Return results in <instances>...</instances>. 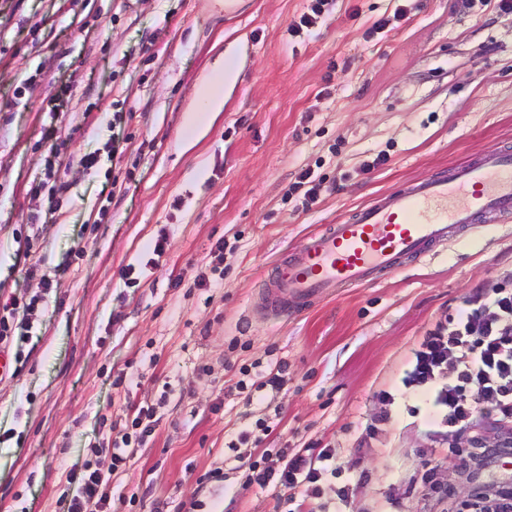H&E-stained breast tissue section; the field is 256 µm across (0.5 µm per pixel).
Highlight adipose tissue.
<instances>
[{"label":"adipose tissue","mask_w":512,"mask_h":512,"mask_svg":"<svg viewBox=\"0 0 512 512\" xmlns=\"http://www.w3.org/2000/svg\"><path fill=\"white\" fill-rule=\"evenodd\" d=\"M241 74L237 53L225 50L224 64L216 76L199 83L194 90V102L184 117L185 126L192 131H200L209 126L213 119L224 110V104L230 92L237 84Z\"/></svg>","instance_id":"obj_1"}]
</instances>
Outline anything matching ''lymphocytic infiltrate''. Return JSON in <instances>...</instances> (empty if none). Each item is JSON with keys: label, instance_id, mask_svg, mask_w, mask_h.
Listing matches in <instances>:
<instances>
[{"label": "lymphocytic infiltrate", "instance_id": "1", "mask_svg": "<svg viewBox=\"0 0 512 512\" xmlns=\"http://www.w3.org/2000/svg\"><path fill=\"white\" fill-rule=\"evenodd\" d=\"M41 284L42 294L0 302L1 346L12 347L15 340L30 335L32 316L44 302L45 291L52 288L49 278H42ZM463 304L462 311L448 314L423 337L403 384L413 390L435 389V402L444 409L441 423L452 432L473 430L481 419L490 417L501 428L512 427V277L497 283L491 292L469 294ZM157 425L156 405L135 407L124 420L121 440L112 443L111 471L86 462L67 472L71 494L65 512H87L92 503L107 512L112 506L113 475L126 471ZM333 459L327 448L315 453L267 448L258 455L235 456L244 471L242 489H287L285 503L290 512H302L298 497L318 495L319 483L331 471ZM440 465L434 453H426L412 478L432 502L450 503L449 512H512V487L498 484L486 485L470 500L455 501L452 490L435 479Z\"/></svg>", "mask_w": 512, "mask_h": 512}]
</instances>
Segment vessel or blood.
Listing matches in <instances>:
<instances>
[{"instance_id": "obj_1", "label": "vessel or blood", "mask_w": 512, "mask_h": 512, "mask_svg": "<svg viewBox=\"0 0 512 512\" xmlns=\"http://www.w3.org/2000/svg\"><path fill=\"white\" fill-rule=\"evenodd\" d=\"M512 215V152L493 151L361 206L311 233L260 281L266 308L285 316L401 271L479 224Z\"/></svg>"}]
</instances>
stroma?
Returning a JSON list of instances; mask_svg holds the SVG:
<instances>
[{"mask_svg":"<svg viewBox=\"0 0 512 512\" xmlns=\"http://www.w3.org/2000/svg\"><path fill=\"white\" fill-rule=\"evenodd\" d=\"M406 14L394 19L395 8ZM309 0H0V295L53 288L33 315L22 362L0 377V512H63L66 470L108 452L117 415L161 403L133 465L112 482V512L190 503L196 480L224 473V512H279L280 490L241 492L228 443L276 418L266 448L327 446L344 470L326 476L311 512H429L409 487L422 452L456 501L512 462L468 471L449 458L463 434L439 436L433 391L402 379L422 336L476 288L512 274V217L472 231L375 284L280 317L258 282L321 225L404 183L512 148V12L487 0H334L295 36ZM390 18L386 28L373 24ZM239 42L240 82L195 144L183 119L195 85ZM47 73L69 83L74 132L58 143L68 201L48 212L29 186L47 146ZM92 122L81 125L82 112ZM112 143L113 160L69 158ZM382 165H374L377 155ZM324 176L310 209L287 199L303 170ZM46 215L31 256L17 252L28 217ZM166 236L162 256L147 246ZM224 240L223 259L210 252ZM44 259L40 276L27 269ZM130 277H123V270ZM221 280L200 288L198 274ZM180 287H172L173 279ZM238 348H230V341ZM288 364L281 390L246 401L242 366ZM138 369V384L117 377ZM395 401L382 403L379 392ZM374 433H367V426ZM366 483H358L359 474ZM355 486L347 504L337 490ZM147 501L126 504L137 487Z\"/></svg>","mask_w":512,"mask_h":512,"instance_id":"35a3bbf8","label":"stroma"}]
</instances>
